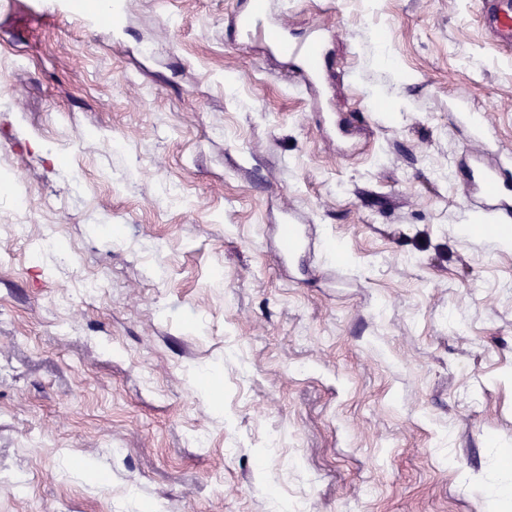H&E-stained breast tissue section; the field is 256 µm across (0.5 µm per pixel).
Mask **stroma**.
<instances>
[{
	"label": "stroma",
	"instance_id": "stroma-1",
	"mask_svg": "<svg viewBox=\"0 0 512 512\" xmlns=\"http://www.w3.org/2000/svg\"><path fill=\"white\" fill-rule=\"evenodd\" d=\"M245 2L0 0V512H512V244L462 178L512 54L479 0H269L314 96ZM287 208L333 252L277 265ZM240 29L247 38L264 37L282 53L299 56L303 59L305 65L297 72L295 77L304 85L309 84L323 71L324 56L319 38L312 36L299 44H291L281 39L278 29L268 22L266 1H248L247 9L240 17Z\"/></svg>",
	"mask_w": 512,
	"mask_h": 512
}]
</instances>
